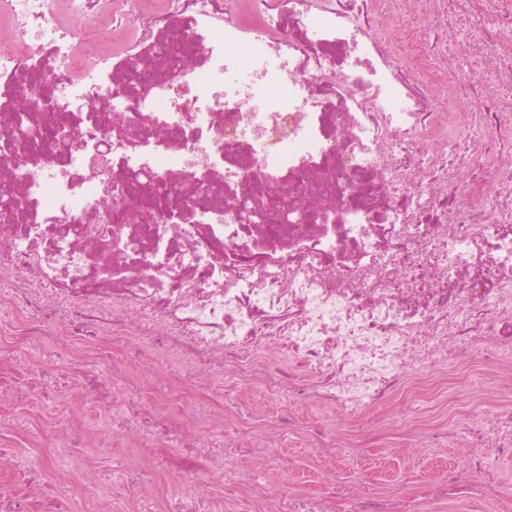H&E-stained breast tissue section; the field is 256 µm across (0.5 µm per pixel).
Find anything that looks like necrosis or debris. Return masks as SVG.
<instances>
[{"label":"necrosis or debris","mask_w":512,"mask_h":512,"mask_svg":"<svg viewBox=\"0 0 512 512\" xmlns=\"http://www.w3.org/2000/svg\"><path fill=\"white\" fill-rule=\"evenodd\" d=\"M381 22L378 0H0V83L40 67L104 122L79 158L32 148L29 219L0 225V274L19 281L0 321V424L15 428L0 438V512H141L149 479L186 481L168 471L186 448L201 475L158 512H232L243 499L255 512H434L486 494L494 464L512 459V113L436 110L431 45L417 41L419 66L404 69ZM163 37L196 46L192 67L153 60L143 89L133 67ZM144 171L194 191L192 218L102 223L107 184ZM328 173L336 192L319 209L335 223L234 222L254 190L303 192ZM363 176L346 204L347 178ZM146 345L192 375L156 371ZM488 350L484 370L510 395L472 405L468 430L449 435L428 406L437 379ZM215 377L225 399L208 397ZM258 391L340 418L309 436L333 496L257 467L262 449L303 431L288 413L257 414ZM204 398L205 440L191 412ZM48 402L80 412L51 429ZM398 414L417 428L399 458L451 442L460 457L393 499L338 482L354 429ZM92 442L147 449L114 469L122 499L87 498L100 474L66 451Z\"/></svg>","instance_id":"1"}]
</instances>
